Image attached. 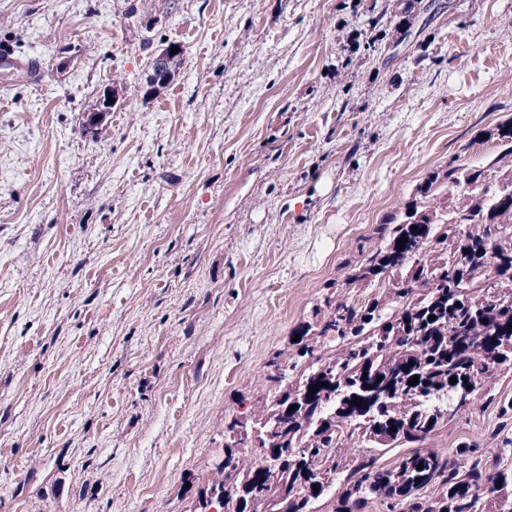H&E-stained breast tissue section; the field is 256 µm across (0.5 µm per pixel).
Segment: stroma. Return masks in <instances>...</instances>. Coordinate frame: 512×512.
Instances as JSON below:
<instances>
[{
	"label": "stroma",
	"mask_w": 512,
	"mask_h": 512,
	"mask_svg": "<svg viewBox=\"0 0 512 512\" xmlns=\"http://www.w3.org/2000/svg\"><path fill=\"white\" fill-rule=\"evenodd\" d=\"M4 43L0 512H189L326 284L512 126V0H0ZM489 386L430 448L512 440ZM109 98L114 99L115 102L116 96L112 88L105 89L103 91V94L99 98V102L96 108L89 111L85 115L83 126L87 132L99 129V127L102 126L106 116L109 114V112L112 111V106L114 105V102L112 104H109Z\"/></svg>",
	"instance_id": "obj_1"
}]
</instances>
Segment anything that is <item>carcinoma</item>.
Here are the masks:
<instances>
[{
    "mask_svg": "<svg viewBox=\"0 0 512 512\" xmlns=\"http://www.w3.org/2000/svg\"><path fill=\"white\" fill-rule=\"evenodd\" d=\"M484 179L457 167L426 180L353 263L347 297L326 285L331 293L297 330L295 356L273 355L253 410L224 428V471L198 488L191 512L226 497L241 512H314L320 500L330 512H364L373 498L387 512H484L489 498L512 509V448L461 442L450 458L423 447L470 401L462 389L475 396L512 370V300L503 299L512 297V164L495 185L462 191ZM459 225L469 226L462 238ZM458 263L472 285L465 295ZM485 353L500 365L486 366ZM245 442L262 449L257 460L241 458Z\"/></svg>",
    "mask_w": 512,
    "mask_h": 512,
    "instance_id": "carcinoma-1",
    "label": "carcinoma"
}]
</instances>
